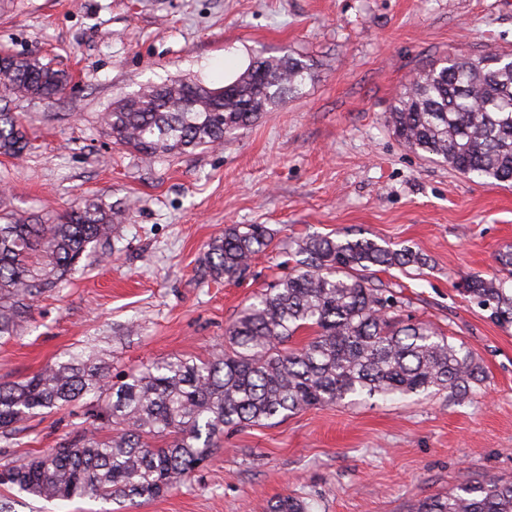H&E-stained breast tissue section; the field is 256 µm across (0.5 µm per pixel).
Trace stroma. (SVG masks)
<instances>
[{"label": "stroma", "mask_w": 512, "mask_h": 512, "mask_svg": "<svg viewBox=\"0 0 512 512\" xmlns=\"http://www.w3.org/2000/svg\"><path fill=\"white\" fill-rule=\"evenodd\" d=\"M0 47L65 71L49 100L15 101L31 148L0 155V214L53 220L88 199L129 206L109 246L41 297L0 342V382L74 352L106 354L113 379L156 360L208 359L252 298L293 265L295 240L347 233L419 251L422 268L374 271L413 319L482 365L481 393L311 408L229 432L190 481L124 512H266L284 495L317 512H407L485 475L512 479V329L461 292L512 244V187L467 178L408 150L388 114L404 85L444 58L512 53V0H0ZM295 57L303 92L269 105L217 149L146 157L113 144L104 112L147 85L212 88L258 58ZM228 224H263L270 246L245 277L216 283L208 246ZM79 406L0 438V465L53 448ZM10 512H115L95 498L44 503L0 486Z\"/></svg>", "instance_id": "1"}]
</instances>
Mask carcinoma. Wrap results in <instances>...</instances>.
<instances>
[{
    "mask_svg": "<svg viewBox=\"0 0 512 512\" xmlns=\"http://www.w3.org/2000/svg\"><path fill=\"white\" fill-rule=\"evenodd\" d=\"M310 77L294 58L256 61L222 94L176 79L140 90L103 116L113 142L146 156H178L224 143ZM68 76L36 58L0 48V96L45 100ZM410 151L465 176L512 185V56L490 53L431 64L400 94L388 116ZM29 147L23 115L0 109V154ZM125 210L87 200L48 224L23 216L0 223V340L19 335L34 301L79 269L85 252L107 243ZM271 240L260 224L229 225L204 258L215 281L241 279ZM288 277L242 309L225 329L224 350L197 361L152 363L112 381L108 367L75 353L35 375L0 383V436L75 404L88 426L56 448L35 450L0 471V484L47 502L94 497L150 500L190 481L230 428L268 425L350 399L466 395L483 380L472 354L424 322L401 319L402 301L369 278L371 268L423 267L409 247L367 238L310 237L296 243ZM502 275L462 284L500 327H512V246L499 251ZM315 336L287 348L297 332ZM268 512H313L280 497ZM408 512H512V480L484 476L457 490L413 501Z\"/></svg>",
    "mask_w": 512,
    "mask_h": 512,
    "instance_id": "cac0c4a2",
    "label": "carcinoma"
}]
</instances>
